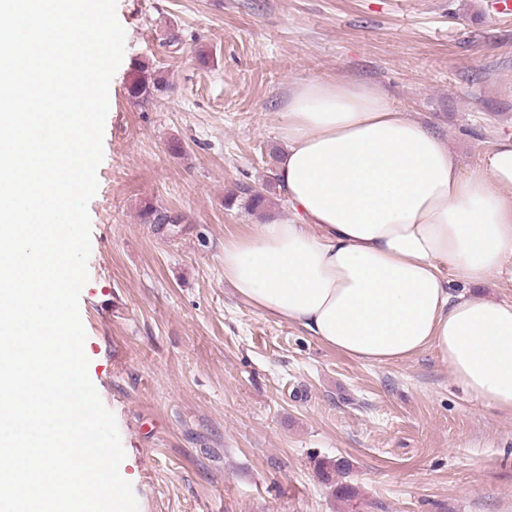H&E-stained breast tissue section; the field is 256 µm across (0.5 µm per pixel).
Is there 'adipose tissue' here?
<instances>
[{
    "label": "adipose tissue",
    "mask_w": 512,
    "mask_h": 512,
    "mask_svg": "<svg viewBox=\"0 0 512 512\" xmlns=\"http://www.w3.org/2000/svg\"><path fill=\"white\" fill-rule=\"evenodd\" d=\"M285 107L277 179L294 218L225 242L238 296L359 361L433 350L512 416V302L450 291L512 283V136L466 173L377 86L306 80Z\"/></svg>",
    "instance_id": "obj_1"
}]
</instances>
